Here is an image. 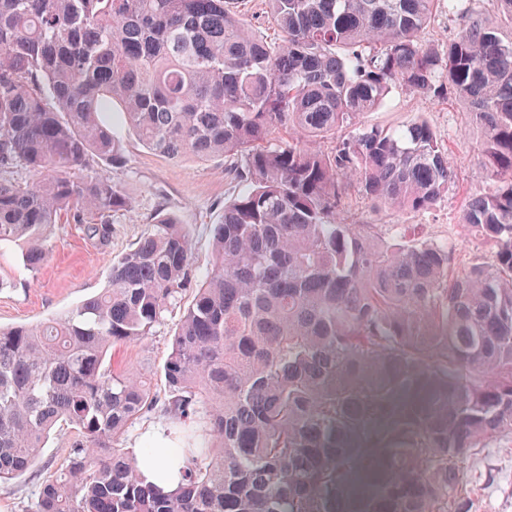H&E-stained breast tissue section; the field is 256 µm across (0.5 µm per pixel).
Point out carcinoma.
Listing matches in <instances>:
<instances>
[{
	"label": "carcinoma",
	"instance_id": "1",
	"mask_svg": "<svg viewBox=\"0 0 512 512\" xmlns=\"http://www.w3.org/2000/svg\"><path fill=\"white\" fill-rule=\"evenodd\" d=\"M435 2L267 0L272 41L235 0H0V245L25 270L62 215L99 216L87 232L107 240L130 206L110 175L125 162L104 119L116 106L161 156L234 158L241 186L205 280L185 226L163 216L101 292L0 327V480L57 424L81 433L32 512H448L458 460L512 436V0H495L494 24L448 0L469 20L443 45L421 38ZM395 89L464 102L495 183L463 214L493 260L456 277L448 249L348 222L352 183L395 210L448 193L427 121L359 123ZM191 288L162 412L196 428L164 492L138 470L162 449L119 447L150 386L104 358L153 335Z\"/></svg>",
	"mask_w": 512,
	"mask_h": 512
}]
</instances>
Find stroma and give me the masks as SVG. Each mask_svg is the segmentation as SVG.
<instances>
[{
    "instance_id": "obj_1",
    "label": "stroma",
    "mask_w": 512,
    "mask_h": 512,
    "mask_svg": "<svg viewBox=\"0 0 512 512\" xmlns=\"http://www.w3.org/2000/svg\"><path fill=\"white\" fill-rule=\"evenodd\" d=\"M419 116L429 121L448 150L455 177L447 195L426 211L385 210L373 208L352 186L347 194L348 210L354 220L415 232L448 246L455 254L453 271L458 274L466 261L492 253L491 244L462 222L466 200L491 187L478 162L477 137L465 108L452 98L438 100L396 91L363 121L398 127ZM110 119L124 140L126 164L115 170L114 176L130 200L129 208L113 212L112 235L105 242L88 236L84 225L70 221L56 224L49 238V257L34 274L21 267L18 247L0 250L1 326L38 323L67 312L99 291L113 258L128 251L160 213L173 216L188 228L197 272L207 273L213 228L220 221L225 201L239 191L224 172L228 158L201 161L162 157L143 146L118 114H111ZM177 322V317H168L153 336L109 350L108 366L133 372L150 383L153 395L163 396L162 367ZM78 438L76 429L58 424L46 439L38 464L20 477L0 482V512H31L42 481L60 467ZM461 469L460 483L448 493L449 507L461 502L469 512H512L511 437L487 438L483 447L467 453Z\"/></svg>"
}]
</instances>
